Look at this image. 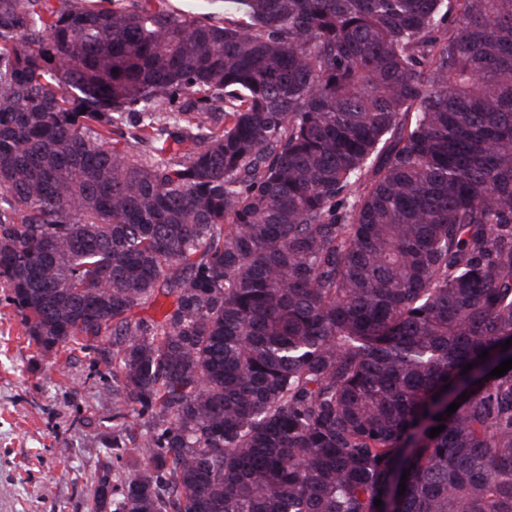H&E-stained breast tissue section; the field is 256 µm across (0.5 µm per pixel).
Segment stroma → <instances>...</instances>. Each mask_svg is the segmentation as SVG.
I'll use <instances>...</instances> for the list:
<instances>
[{
	"instance_id": "stroma-1",
	"label": "stroma",
	"mask_w": 512,
	"mask_h": 512,
	"mask_svg": "<svg viewBox=\"0 0 512 512\" xmlns=\"http://www.w3.org/2000/svg\"><path fill=\"white\" fill-rule=\"evenodd\" d=\"M111 449V374L78 349L55 365L0 298V512H86Z\"/></svg>"
}]
</instances>
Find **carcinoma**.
Returning <instances> with one entry per match:
<instances>
[{
  "mask_svg": "<svg viewBox=\"0 0 512 512\" xmlns=\"http://www.w3.org/2000/svg\"><path fill=\"white\" fill-rule=\"evenodd\" d=\"M104 2L0 0V286L112 370L87 512H512V0ZM170 5L185 12H208L217 22H224V3L201 0H170Z\"/></svg>",
  "mask_w": 512,
  "mask_h": 512,
  "instance_id": "cac0c4a2",
  "label": "carcinoma"
}]
</instances>
